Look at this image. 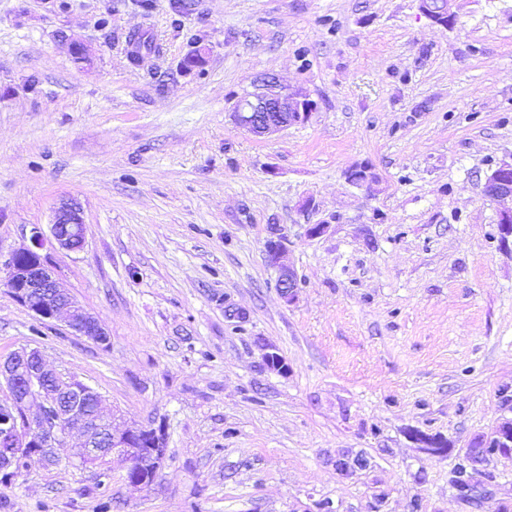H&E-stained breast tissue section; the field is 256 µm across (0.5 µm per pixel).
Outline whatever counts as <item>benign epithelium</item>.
<instances>
[{"instance_id":"1","label":"benign epithelium","mask_w":512,"mask_h":512,"mask_svg":"<svg viewBox=\"0 0 512 512\" xmlns=\"http://www.w3.org/2000/svg\"><path fill=\"white\" fill-rule=\"evenodd\" d=\"M457 0H420L421 11L435 24L448 26L455 21ZM312 112V103L286 89L275 81L262 82L258 91L236 105L231 113L233 124L255 137L275 134L284 128L304 122ZM349 182L358 187H370L377 182L372 168L361 165ZM484 192L494 200H512V155L500 160L488 175ZM500 240L506 244L512 239V207L499 212ZM31 245L19 248L0 262V273L5 274L14 297L41 321H64L77 336L85 337L104 348L109 336L99 321L80 309L70 292L56 278L41 250L49 242L62 250L78 252L85 245V225L79 206L62 203L55 211L49 233L32 229ZM265 254L269 266L278 270V288L286 303H293L297 291V274L286 260L285 239L278 235L266 240ZM263 357L269 370L284 373L288 370L277 349L263 345ZM0 379L5 381L8 397L0 402V473L13 471L16 460L37 456L48 463L58 461L57 448L65 444L69 429L78 426L84 440L74 452L79 461L106 457L118 453L129 460L126 481L133 487L145 485L144 471L158 472L168 455L166 441L161 433L147 448H138L133 441L148 431L134 422H126L118 429L115 417L102 411V396L93 387L87 392L95 395L93 411L82 405L81 399H72L69 393L80 392L78 380L65 377L46 367L41 351L22 348L0 358ZM33 398L41 399L38 415L30 419L25 408ZM492 441L503 447L512 446V421L505 420L493 432ZM365 467L359 456H345L336 461V470L349 476Z\"/></svg>"}]
</instances>
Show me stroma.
<instances>
[{
    "mask_svg": "<svg viewBox=\"0 0 512 512\" xmlns=\"http://www.w3.org/2000/svg\"><path fill=\"white\" fill-rule=\"evenodd\" d=\"M182 4L0 0V257L75 200L83 249L43 254L109 335L37 320L0 278V356L38 348L168 448L135 488L123 456L70 458L72 428L57 463L0 483L6 512L512 507L510 454L482 465L481 504L448 485L512 418V245L484 192L512 155V0H460L447 27L419 0ZM267 77L313 110L257 138L231 112ZM358 165L377 183L351 185ZM274 225L290 304L265 260ZM356 454L367 467L340 476ZM269 266L278 270V288L286 303H293L297 291V274L287 262V247L283 236L270 237L265 243Z\"/></svg>",
    "mask_w": 512,
    "mask_h": 512,
    "instance_id": "stroma-1",
    "label": "stroma"
}]
</instances>
